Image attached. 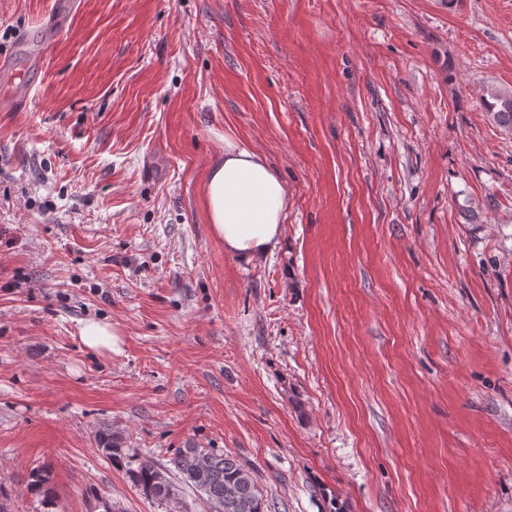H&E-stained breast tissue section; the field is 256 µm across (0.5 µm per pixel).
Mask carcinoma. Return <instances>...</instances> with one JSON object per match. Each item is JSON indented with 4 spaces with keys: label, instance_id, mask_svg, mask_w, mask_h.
Segmentation results:
<instances>
[{
    "label": "carcinoma",
    "instance_id": "cac0c4a2",
    "mask_svg": "<svg viewBox=\"0 0 512 512\" xmlns=\"http://www.w3.org/2000/svg\"><path fill=\"white\" fill-rule=\"evenodd\" d=\"M483 105L495 123L512 130L511 91H492L490 98L483 99ZM99 445L106 458L124 465L131 484L147 499L177 503L183 484L213 512H264L262 494L251 470L231 454L189 445L178 449L170 466L161 469L124 453L120 439L109 430L101 433ZM170 472L179 475V482L171 480ZM52 480L53 470L48 465L34 468L28 475L27 490L40 498L45 512H51L53 507Z\"/></svg>",
    "mask_w": 512,
    "mask_h": 512
}]
</instances>
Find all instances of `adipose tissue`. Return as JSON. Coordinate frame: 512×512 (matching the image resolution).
Segmentation results:
<instances>
[{
  "instance_id": "obj_1",
  "label": "adipose tissue",
  "mask_w": 512,
  "mask_h": 512,
  "mask_svg": "<svg viewBox=\"0 0 512 512\" xmlns=\"http://www.w3.org/2000/svg\"><path fill=\"white\" fill-rule=\"evenodd\" d=\"M205 203L227 253L245 261L273 253L283 232L287 191L267 161L232 141L210 169Z\"/></svg>"
}]
</instances>
